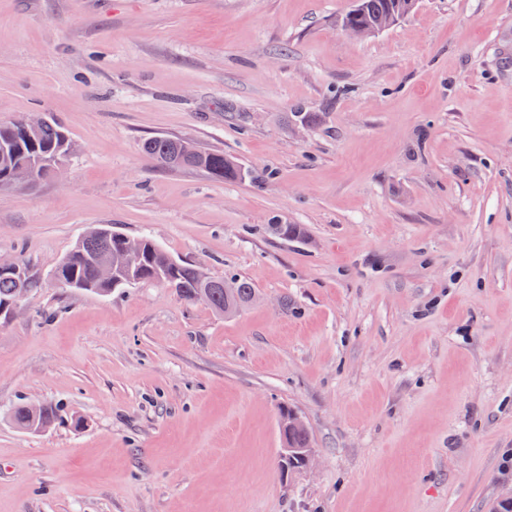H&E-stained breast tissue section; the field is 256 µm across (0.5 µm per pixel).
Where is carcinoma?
Returning <instances> with one entry per match:
<instances>
[{
  "label": "carcinoma",
  "mask_w": 512,
  "mask_h": 512,
  "mask_svg": "<svg viewBox=\"0 0 512 512\" xmlns=\"http://www.w3.org/2000/svg\"><path fill=\"white\" fill-rule=\"evenodd\" d=\"M407 6L408 0H358L352 20L377 30L382 23L399 17ZM24 120L25 117L20 116L0 124V144L10 148L7 155H0V184L7 183L9 168L15 163L71 152L68 132L60 123L49 118L33 131L27 128ZM143 149L164 167L201 169L220 180L242 176L241 168L223 153L203 151L199 157L188 156L183 153L178 139L152 138L144 143ZM133 240L137 243L139 256L132 270L122 277L125 286L132 282L163 283L179 292L184 300L204 301L216 313L225 316L254 298V288L247 281L213 279L194 265L172 259L148 237L133 239L119 230L107 228L98 235L92 231L86 233L69 253L68 263L55 268L53 277L75 284H89L93 293L110 294L112 286L96 281L94 259L118 254ZM38 286L39 280L27 268L21 275L0 272V308L8 306L20 289L31 290ZM58 418L59 408L52 405H42L34 410L28 404H20L11 412L13 423L27 431L35 424L49 426ZM281 435L284 446L294 449V454L285 462V469L304 467L300 453L301 449L311 447L309 432L283 428Z\"/></svg>",
  "instance_id": "cac0c4a2"
}]
</instances>
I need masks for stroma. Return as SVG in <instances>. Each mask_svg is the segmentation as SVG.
Masks as SVG:
<instances>
[{
  "label": "stroma",
  "instance_id": "35a3bbf8",
  "mask_svg": "<svg viewBox=\"0 0 512 512\" xmlns=\"http://www.w3.org/2000/svg\"><path fill=\"white\" fill-rule=\"evenodd\" d=\"M0 0V122L69 132L0 186V512H494L512 491V0ZM187 138L245 179L163 169ZM270 224H297L282 240ZM247 280L224 317L153 282H48L90 229ZM63 405L41 432L19 402ZM312 461L281 472L280 408ZM351 19L368 28L345 24L343 30L351 35L365 37L378 30L382 23L399 17L402 12L411 6L412 0H358ZM23 269V276L16 274L22 270L20 263L0 258V271L13 272H0V308L7 307L15 299L9 309L8 318H12L16 315L20 307V302L27 296L28 291L33 290V288H38L39 286V280L30 272L28 267L23 265ZM20 288H28V290H23L18 295Z\"/></svg>",
  "mask_w": 512,
  "mask_h": 512
}]
</instances>
